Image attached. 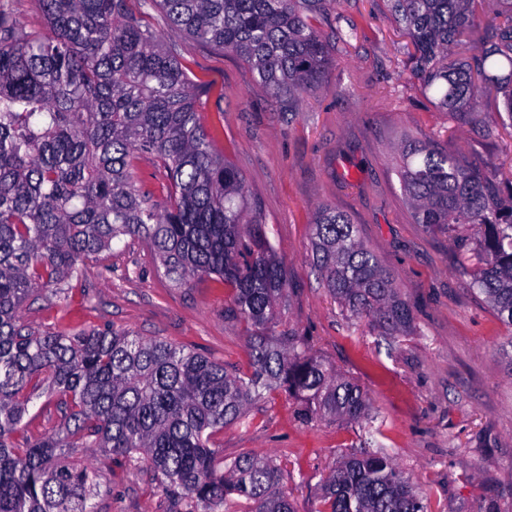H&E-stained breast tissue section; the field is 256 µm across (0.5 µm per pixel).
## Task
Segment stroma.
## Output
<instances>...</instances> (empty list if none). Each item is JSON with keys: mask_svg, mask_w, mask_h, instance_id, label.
Returning <instances> with one entry per match:
<instances>
[{"mask_svg": "<svg viewBox=\"0 0 512 512\" xmlns=\"http://www.w3.org/2000/svg\"><path fill=\"white\" fill-rule=\"evenodd\" d=\"M148 20L164 43L181 46L194 80L209 87L202 121L244 174L284 263L290 303L278 332L307 337L315 355L365 390L383 418V444L428 512H512V369L499 355L512 333L458 271L450 235L415 224L395 173L402 141L427 138L512 180V127L495 121L493 99L464 126L436 110L386 0H338L328 16L342 35L335 63L323 87L292 112L257 87L237 56L186 39L159 13ZM324 205L357 224L411 308L415 329L393 347L341 311L313 266L311 219ZM228 303L212 276L172 287L150 245L136 239L87 258L67 304L33 295L22 315L39 331L129 329L245 372L251 329L226 316ZM298 409L278 391L257 397L246 422L225 425L219 450L228 461L273 458L294 512H318L325 477L360 451L364 431L305 420ZM75 454L99 476L95 512H166L149 472L93 448Z\"/></svg>", "mask_w": 512, "mask_h": 512, "instance_id": "stroma-1", "label": "stroma"}]
</instances>
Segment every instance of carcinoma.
<instances>
[{"mask_svg":"<svg viewBox=\"0 0 512 512\" xmlns=\"http://www.w3.org/2000/svg\"><path fill=\"white\" fill-rule=\"evenodd\" d=\"M409 39L413 71L435 108L469 122L484 94L512 127V0H387ZM29 30L0 0V512H93L96 448L149 471L167 512H294L271 459L226 463L213 436L244 422L260 391L304 403L301 416L363 422L380 432L364 390L293 333L274 336L287 272L243 174L215 148L201 96L180 49L164 46L151 9L215 50L231 52L262 91L292 112L322 87L336 33L320 19L336 0H37ZM469 53L448 60L456 48ZM150 155L166 180L163 206L135 174ZM397 176L427 230L454 233L470 285L512 330V187L476 161L407 140ZM126 237L150 242L172 286L215 275L226 313L254 327L249 372L109 327L36 332L21 304L35 293L64 304L85 260ZM312 257L324 287L354 318L393 343L413 332L401 288L344 212L312 221ZM42 394L63 426L37 438L24 418ZM317 512H428L382 446L343 457Z\"/></svg>","mask_w":512,"mask_h":512,"instance_id":"1","label":"carcinoma"}]
</instances>
